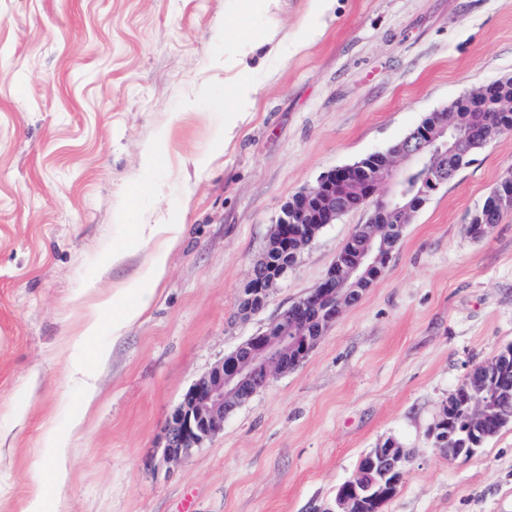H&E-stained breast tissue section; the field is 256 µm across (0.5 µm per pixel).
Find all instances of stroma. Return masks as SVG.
Listing matches in <instances>:
<instances>
[{
	"mask_svg": "<svg viewBox=\"0 0 512 512\" xmlns=\"http://www.w3.org/2000/svg\"><path fill=\"white\" fill-rule=\"evenodd\" d=\"M245 42L263 48L242 68ZM503 77L512 0H334L322 16L308 0H0V512H25L50 435L81 410L71 331L143 270L134 224L184 233L150 310L95 339L109 356L86 364L98 397L59 512H328L389 437L409 461L381 512H512V425L467 459L430 437L470 370L512 346V212L467 232L512 170V132L428 199L298 369L181 462L158 453L184 391L316 288L368 218L326 225L242 319L282 206ZM244 81L255 107L226 143Z\"/></svg>",
	"mask_w": 512,
	"mask_h": 512,
	"instance_id": "stroma-1",
	"label": "stroma"
}]
</instances>
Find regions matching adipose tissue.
I'll use <instances>...</instances> for the list:
<instances>
[{
  "mask_svg": "<svg viewBox=\"0 0 512 512\" xmlns=\"http://www.w3.org/2000/svg\"><path fill=\"white\" fill-rule=\"evenodd\" d=\"M182 233L183 227L179 224H155L147 231L140 227L134 230V237L141 243H148L153 236L160 237L161 242L153 249L149 267L143 278L129 281L125 288L113 294L111 302L113 334H120L123 328L135 322L148 310L154 297V291L150 289L149 284L160 280L163 276L168 253L180 242ZM66 445V437L59 436L49 447L41 477L27 512H44L45 500L57 497L65 484L68 475Z\"/></svg>",
  "mask_w": 512,
  "mask_h": 512,
  "instance_id": "obj_1",
  "label": "adipose tissue"
}]
</instances>
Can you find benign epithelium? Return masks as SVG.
<instances>
[{
    "mask_svg": "<svg viewBox=\"0 0 512 512\" xmlns=\"http://www.w3.org/2000/svg\"><path fill=\"white\" fill-rule=\"evenodd\" d=\"M448 112L446 107L437 110V122L418 126L399 143L395 154L386 156L374 177L360 185L365 200H375L381 210L396 214L398 224L381 241L370 239L355 254L336 260L308 296L224 356L186 390L166 421L163 461L179 460L220 434L224 420L238 405L265 388L275 375L288 371L292 365L299 366L343 307L359 298L357 289L348 287V283L361 275L369 276L392 257L405 225L431 195L448 183L449 168L460 161L455 139L463 131L448 121ZM411 168L418 179L407 202H401L390 191L379 194L382 186L392 187ZM353 171L354 167L348 165L332 169L284 204L278 223L292 226L291 242L279 241L264 248L242 289L241 315L255 313L256 300L267 299L278 281L297 265L301 250L315 240L314 225L334 224L336 216L345 214L336 209V191ZM501 194L499 206L482 210L487 231L498 223V209L512 207L511 181L502 184ZM365 457L380 461L398 476L403 474L404 452L392 439L371 449ZM360 488L368 491L372 485L363 481L362 472L358 471L338 488L331 512H357ZM392 495L389 486H381L373 493L380 502Z\"/></svg>",
    "mask_w": 512,
    "mask_h": 512,
    "instance_id": "benign-epithelium-1",
    "label": "benign epithelium"
}]
</instances>
